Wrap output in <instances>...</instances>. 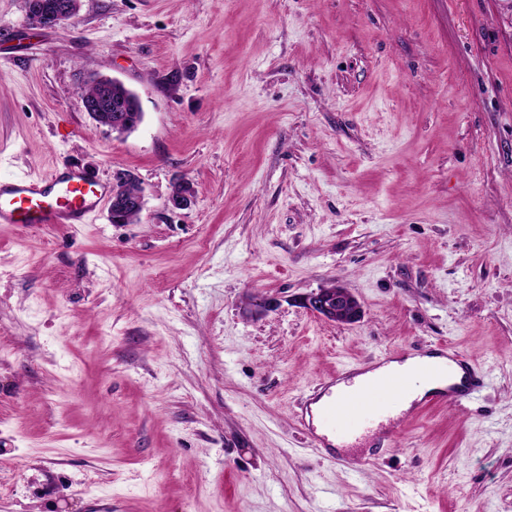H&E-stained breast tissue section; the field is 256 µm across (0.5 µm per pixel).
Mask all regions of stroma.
<instances>
[{"mask_svg": "<svg viewBox=\"0 0 512 512\" xmlns=\"http://www.w3.org/2000/svg\"><path fill=\"white\" fill-rule=\"evenodd\" d=\"M71 165L145 206L0 224V512H512V0H0V179ZM336 284L359 322L303 306ZM439 344L478 399L316 447L339 366ZM29 25L33 29L56 28L73 19L77 11L71 2L47 5L44 0H26ZM112 80L120 81L112 77L110 78L108 86L110 90H112V93L105 94L101 92L97 83L94 82L83 91V101L87 102L90 106L93 104H97L98 106L106 104L107 106L112 105L113 108V105H115L131 121L129 132H132L143 121V112L140 108L138 98L132 90H125L121 87H113L112 89ZM106 96H108V99H105ZM132 178L130 174L124 172L115 174L110 208V219L114 224H124L123 212L129 209L142 210L144 207V191L141 187V191L138 192L139 186L137 183H131L125 187L126 194L132 195L138 192L135 196H128L121 192L120 186Z\"/></svg>", "mask_w": 512, "mask_h": 512, "instance_id": "stroma-1", "label": "stroma"}]
</instances>
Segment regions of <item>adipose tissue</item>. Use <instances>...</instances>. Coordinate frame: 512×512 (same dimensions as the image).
I'll return each mask as SVG.
<instances>
[{"mask_svg":"<svg viewBox=\"0 0 512 512\" xmlns=\"http://www.w3.org/2000/svg\"><path fill=\"white\" fill-rule=\"evenodd\" d=\"M428 366L438 367V374L425 375L424 369ZM400 376L406 377L409 381L411 400L419 401L424 397L443 391L449 384L459 381L461 372L456 366L450 365L446 358L416 355L400 361H391L358 374L355 376L354 382L358 385H372Z\"/></svg>","mask_w":512,"mask_h":512,"instance_id":"adipose-tissue-1","label":"adipose tissue"}]
</instances>
